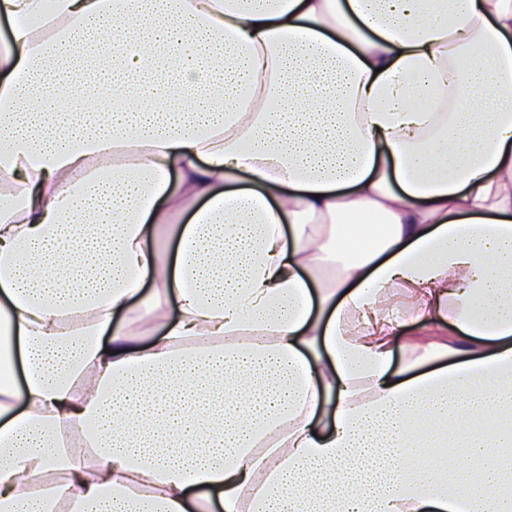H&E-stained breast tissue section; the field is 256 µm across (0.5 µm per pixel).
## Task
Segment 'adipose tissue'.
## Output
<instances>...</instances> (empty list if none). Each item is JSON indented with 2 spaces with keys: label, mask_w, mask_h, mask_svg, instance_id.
Instances as JSON below:
<instances>
[{
  "label": "adipose tissue",
  "mask_w": 512,
  "mask_h": 512,
  "mask_svg": "<svg viewBox=\"0 0 512 512\" xmlns=\"http://www.w3.org/2000/svg\"><path fill=\"white\" fill-rule=\"evenodd\" d=\"M1 20L0 512H512V0Z\"/></svg>",
  "instance_id": "obj_1"
}]
</instances>
